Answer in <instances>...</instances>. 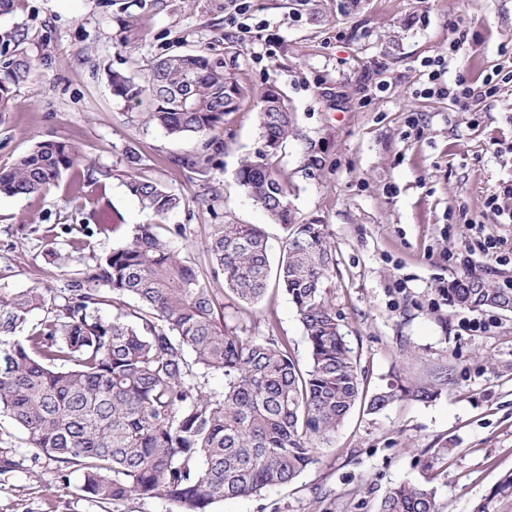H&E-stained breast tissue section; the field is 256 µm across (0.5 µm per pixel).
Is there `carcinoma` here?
<instances>
[{"label":"carcinoma","mask_w":512,"mask_h":512,"mask_svg":"<svg viewBox=\"0 0 512 512\" xmlns=\"http://www.w3.org/2000/svg\"><path fill=\"white\" fill-rule=\"evenodd\" d=\"M0 112L14 88L36 74L19 45L0 43ZM113 95L143 106L149 120L196 147L171 158L201 178L224 154V116L245 90L221 62L200 51L158 59L143 76L114 73ZM265 141L283 143L293 117L281 95H261ZM273 150L245 161L237 179L268 218L289 230L276 269L295 305L311 366L298 368L288 345L242 336L224 322L215 290L161 233L138 224L126 242L77 273L70 294L33 286H0V416L57 464L58 478L80 475V490L110 504L132 496L163 499L175 512H208L216 501L287 485L315 462L357 403L376 413L394 391L364 394L361 374L340 319L325 296L334 267L322 224L289 222L288 187L270 168ZM81 150L44 139L0 167V195L30 198L67 174L80 194ZM127 191L143 209L165 218L185 201L166 185L131 174ZM214 276L242 304H256L268 286L267 240L257 224H213L205 243ZM132 298L135 304H126ZM472 311L512 307V295L469 274L448 289ZM120 307L112 318L105 307ZM43 317L31 321L34 312ZM222 378L211 393L197 372ZM378 512H438L425 484L390 488Z\"/></svg>","instance_id":"cac0c4a2"}]
</instances>
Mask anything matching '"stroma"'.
<instances>
[{"label": "stroma", "instance_id": "1", "mask_svg": "<svg viewBox=\"0 0 512 512\" xmlns=\"http://www.w3.org/2000/svg\"><path fill=\"white\" fill-rule=\"evenodd\" d=\"M245 3L240 15L231 0H21L0 15V41L18 40L38 64L0 114V165L51 138L79 146L91 174L77 200L64 180L38 196L0 197V278L68 295L76 270L153 223L124 185L130 147L141 174L184 198L166 222L189 225L172 244L199 273H212L213 224L260 225L278 264L286 231L237 180L264 147L257 95L275 89L294 117L271 159L291 221L324 225L336 259L325 287L364 387L397 398L378 413L355 408L291 484L211 512H377L391 487L425 480L439 512H512V308L472 311L439 292L468 272L512 288V223L487 205L512 184V82L487 98L423 93L424 60L444 62L442 83L462 79L476 92L512 60V0ZM259 22L277 30L275 44L244 40L241 25ZM179 50L223 61L248 89L224 118V153L207 183L172 162L193 141L168 137L112 93V73H147ZM484 238L499 242L500 259L478 249ZM214 286L228 324L284 339L308 370L303 325L277 283L249 306L223 281ZM420 388L430 397L415 398ZM0 443L16 462L0 472V512L170 510L155 498L83 497L78 477L56 479L55 463L5 418Z\"/></svg>", "mask_w": 512, "mask_h": 512}]
</instances>
